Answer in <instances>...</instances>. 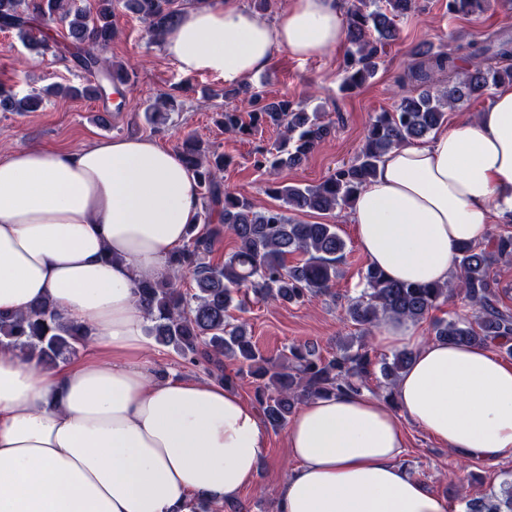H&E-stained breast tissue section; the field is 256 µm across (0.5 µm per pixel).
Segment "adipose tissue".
<instances>
[{
    "label": "adipose tissue",
    "mask_w": 512,
    "mask_h": 512,
    "mask_svg": "<svg viewBox=\"0 0 512 512\" xmlns=\"http://www.w3.org/2000/svg\"><path fill=\"white\" fill-rule=\"evenodd\" d=\"M340 0H289L275 21L239 0H201L162 38L185 73L225 85L280 52L308 59L344 41ZM200 208L178 153L150 137L0 159V311L53 303L93 330L78 359L41 369L0 349V512H189L237 499L269 448L256 408L207 379L160 378L140 360L136 280L165 273ZM512 219V84L474 118L401 143L349 209L355 241L391 279L447 283L455 248ZM374 341L413 353L394 403L368 392L306 400L286 435L294 468L275 512H448L403 468L405 422L467 458L512 451V365L391 318Z\"/></svg>",
    "instance_id": "adipose-tissue-1"
}]
</instances>
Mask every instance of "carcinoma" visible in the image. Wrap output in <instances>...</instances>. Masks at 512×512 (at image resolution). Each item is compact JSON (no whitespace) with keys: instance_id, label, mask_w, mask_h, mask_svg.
Here are the masks:
<instances>
[{"instance_id":"obj_1","label":"carcinoma","mask_w":512,"mask_h":512,"mask_svg":"<svg viewBox=\"0 0 512 512\" xmlns=\"http://www.w3.org/2000/svg\"><path fill=\"white\" fill-rule=\"evenodd\" d=\"M345 58L343 89L352 91L375 76L389 42L396 39V21L414 13L418 0H344ZM485 0H448V13L483 11ZM147 24L151 36L161 35L179 21L183 8L178 0H98L92 11L76 0H0V30H15L30 47L45 54L51 46L32 34L36 25L61 29L63 54L88 76L81 88L59 87L65 96L100 98L117 87L114 71L125 67L105 56L117 36L112 24L116 7ZM410 78L423 86L416 96L404 97L392 112L372 119L365 142L354 161L344 163L322 182L285 185L272 182L267 192L277 207L258 210L245 196L224 186L230 158L206 152L200 141L186 136L178 146L183 163L197 177L201 210L189 239L168 261V272L138 283L136 295L144 305L149 333L157 344L172 348L193 365H201L210 377L228 386L248 375L262 381L259 404L264 422L273 428L286 424L298 403L336 391H359L380 367L385 379L384 399L394 401L393 386L412 361V352L392 358H372L365 336L386 318L413 323L432 319L431 334L450 344H486L512 356V313L496 303L498 281L494 263L512 259V232L489 230L481 243H465L455 250V279L446 286L404 283L389 279L383 271L367 266L364 288L347 301L346 319L361 327L356 343L344 344L323 357L315 347L293 344L276 357L265 356L247 323L229 321V309L237 294L253 293L263 299L303 302L326 293L338 275L346 244L336 225L305 223L292 212L329 213L350 206L375 175L382 157L397 144L419 141L438 130L449 109L459 108L492 88L512 83V65L495 60L512 58V39L494 33L485 39L458 45L447 53L418 50ZM213 95L240 101V106L219 115L218 123L229 135L246 136L260 126L281 129L276 152L255 148L253 163L273 176L305 162L331 134L333 123L317 111L307 112L286 96L268 99L247 84L210 90ZM42 93L19 96L0 88L1 112H34ZM228 237L236 250L224 263L213 265L208 256ZM298 254L302 260L288 264ZM190 273L192 292L182 291L171 272ZM459 290L472 307L469 315L450 314L431 318L448 292ZM90 335L88 327L66 320L53 307L35 302L22 313L0 312V348H9L23 360L51 368L70 360ZM465 512H512V481L497 492L466 500Z\"/></svg>"}]
</instances>
